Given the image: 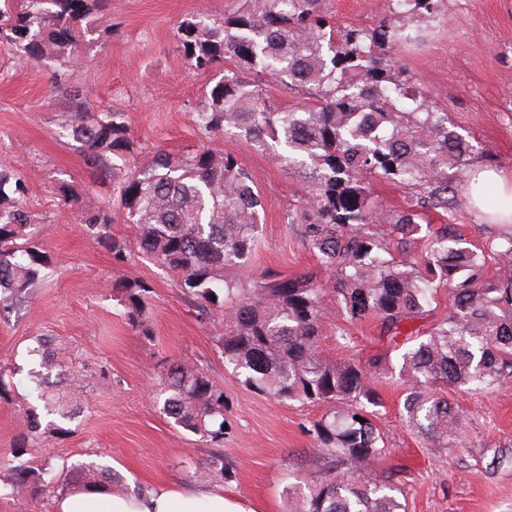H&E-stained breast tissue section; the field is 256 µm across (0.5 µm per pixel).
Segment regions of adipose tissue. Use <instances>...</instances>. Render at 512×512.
Instances as JSON below:
<instances>
[{
    "label": "adipose tissue",
    "mask_w": 512,
    "mask_h": 512,
    "mask_svg": "<svg viewBox=\"0 0 512 512\" xmlns=\"http://www.w3.org/2000/svg\"><path fill=\"white\" fill-rule=\"evenodd\" d=\"M56 512H255L223 488L156 486L139 494H119L107 488L75 486L59 496Z\"/></svg>",
    "instance_id": "1"
}]
</instances>
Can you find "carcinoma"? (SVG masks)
I'll return each mask as SVG.
<instances>
[{
  "label": "carcinoma",
  "mask_w": 512,
  "mask_h": 512,
  "mask_svg": "<svg viewBox=\"0 0 512 512\" xmlns=\"http://www.w3.org/2000/svg\"><path fill=\"white\" fill-rule=\"evenodd\" d=\"M220 18H186L174 31L187 64L205 74L228 58L232 67L206 91L197 112L207 135L236 132L287 168L309 172V195L288 209L329 286L307 274L265 273L244 287L224 279V269L249 262L259 238L262 200L242 160L207 146L180 158L157 151L134 171L112 172V194L125 222L138 229L141 251L181 276V288L205 313L224 311V364L259 394L325 407L313 434L328 469L370 462L385 453L368 406L380 405L366 364L335 362L319 352L320 321L332 292L352 322L369 317L383 334L413 344L401 355L408 394L403 409L426 441L461 446L457 416L438 386L490 390L512 379V230L485 246L502 265L486 273L485 254L462 245L450 224H420L424 209L459 205L448 171L463 175L472 145L448 127L399 64L400 51L423 42L443 16L444 0H390L389 14L372 27L336 24L323 0H241ZM108 0H4L0 42L20 59L56 77L80 61V37L92 31ZM252 75L271 77L308 94L298 112L273 108ZM66 130L88 166L109 173L110 156L134 152L123 114L94 112L73 94ZM422 193L402 211H387L365 177ZM23 176L0 163V316L27 298L49 257L33 239L37 221L22 206ZM79 221L114 261L126 244L112 235V210L83 208ZM391 226L392 238L374 233ZM427 228L429 250L410 265L396 259ZM129 324L148 335L142 282L123 283ZM440 290L452 301L448 313L423 332L415 323L432 312ZM36 387L63 366L43 356ZM163 413L183 429L217 441L224 435V391L185 363L168 369ZM53 469L18 464L10 484L18 493L43 495ZM103 469L84 463L78 482L99 484ZM387 479L364 483L330 473L316 476L293 512H404Z\"/></svg>",
  "instance_id": "carcinoma-1"
}]
</instances>
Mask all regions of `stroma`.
I'll return each mask as SVG.
<instances>
[{
	"label": "stroma",
	"instance_id": "1",
	"mask_svg": "<svg viewBox=\"0 0 512 512\" xmlns=\"http://www.w3.org/2000/svg\"><path fill=\"white\" fill-rule=\"evenodd\" d=\"M388 5L325 0L342 26H372ZM235 6L236 0H110L95 22L101 46L84 49L61 87L50 71L0 43V162L25 177L23 205L35 215L36 239L53 260L30 297L0 317V379L8 388L0 401V512H54V497L13 492L7 477L20 462L38 469L48 460L64 473L92 461L111 470L115 491L220 486L256 512H290V486L325 469L311 432L323 406L256 394L225 368L223 312L199 316L179 277L140 253L136 226L120 218L111 176L85 164L64 128L75 89L91 108L123 113L136 153L162 150L180 157L207 144L235 155L253 175L264 222L250 262L225 270V279L246 285L277 272L327 280L312 250L284 222L288 208L311 189L307 171H283L272 156L237 136L205 140L198 127L205 87L219 81L224 69L196 73L177 50L173 32L183 19L218 18ZM401 58L436 109L447 113L450 128L471 137L477 148L472 168L491 163L512 175V0H447L425 42ZM63 185L77 206L64 204ZM455 186L462 207L428 210L423 220L453 225L468 243L483 246L498 227L466 203L465 180ZM102 206L117 213L112 232L127 244V261L120 266L78 220V208ZM126 280L151 288L149 335L127 322L116 288ZM319 350L336 362L383 359L372 385L382 400L377 425L387 451L368 466L346 467L345 475L390 477L407 512H512V463L494 459L497 451L512 450V382L485 395L441 388L459 418L462 445L451 452L426 444L410 425L403 409L406 386L397 371L402 350L382 337L376 319L350 322L337 301H329ZM45 353L66 367L63 375L50 377L49 390L63 399L67 414H42L37 434L21 451V422L28 410L42 407L30 371ZM175 361L191 364L223 390V440L203 441L161 413L155 397ZM215 458L223 460V470L190 477V468Z\"/></svg>",
	"mask_w": 512,
	"mask_h": 512
}]
</instances>
